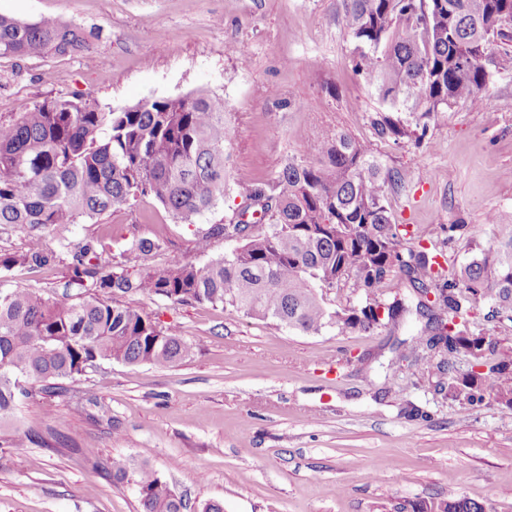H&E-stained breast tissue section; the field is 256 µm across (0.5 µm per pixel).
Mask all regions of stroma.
I'll return each mask as SVG.
<instances>
[{
  "mask_svg": "<svg viewBox=\"0 0 512 512\" xmlns=\"http://www.w3.org/2000/svg\"><path fill=\"white\" fill-rule=\"evenodd\" d=\"M0 15L50 16L86 38L66 55L0 58L2 122L53 98L119 108L205 90L224 98L236 179H269L313 151L316 134L342 130L369 142L397 180L387 202L406 245L460 266L498 236L490 213L512 223V72L494 74L482 105L435 113L429 142L379 139L372 118L384 105L351 69L342 0H0ZM233 206L225 196L194 227L146 198L46 236L116 249L132 236L159 240L156 262L201 266L234 243L218 237L199 254L196 227L228 220ZM452 224L469 231L449 237ZM120 302L175 326L193 354L164 369L107 363L60 395L20 401L0 435L35 430L49 445L0 447V512H139L135 486L112 481L119 457L146 462L188 512L210 501L224 512H398L452 490L512 512V408L452 399L406 367L387 383L392 346L419 322L306 334L219 305ZM489 310L476 303L470 321L510 358L512 321ZM345 357L350 365L329 371Z\"/></svg>",
  "mask_w": 512,
  "mask_h": 512,
  "instance_id": "obj_1",
  "label": "stroma"
}]
</instances>
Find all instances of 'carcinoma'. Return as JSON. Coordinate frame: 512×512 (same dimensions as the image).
<instances>
[{
    "label": "carcinoma",
    "instance_id": "obj_1",
    "mask_svg": "<svg viewBox=\"0 0 512 512\" xmlns=\"http://www.w3.org/2000/svg\"><path fill=\"white\" fill-rule=\"evenodd\" d=\"M343 10L356 44L354 74L382 102L408 110L405 121L375 113L381 139L422 140L434 113L460 101L478 104L493 73L512 72V50L492 48L497 38L512 41L501 31L512 0H343ZM84 44L78 30L55 18L0 15V57L64 54ZM228 143L224 98L203 91L118 109L46 100L0 122V227L27 231L22 249H0V421L19 397L55 394L58 381L94 364L169 368L192 354L172 328L114 303L123 295L220 305L308 334L391 331L410 317L423 319L395 364L425 370L438 356L462 352L470 370L449 392L472 403L487 393L512 407V363L495 358L496 344L474 333L468 319L487 300L493 313L512 320V223L495 244L476 245L471 261L450 269L438 254L404 245L387 207L396 180L381 177L369 143L338 130L274 177L233 185ZM228 192L241 202L227 223L197 231L195 249L207 253L215 236L240 245L202 267L180 257L156 264L161 242L134 236L119 253L138 262L132 270L104 257L98 242L61 244L70 261L60 298L6 279L17 267L38 272L57 262L59 252L44 240L53 225L93 220L143 198L194 224ZM396 271L407 281L404 292L385 289ZM340 281L365 304L328 308L319 290ZM29 443L51 447L35 431L0 438V447ZM112 478L133 482L140 512L187 508L153 469L131 458L112 460ZM413 512L484 507L454 491Z\"/></svg>",
    "mask_w": 512,
    "mask_h": 512
}]
</instances>
